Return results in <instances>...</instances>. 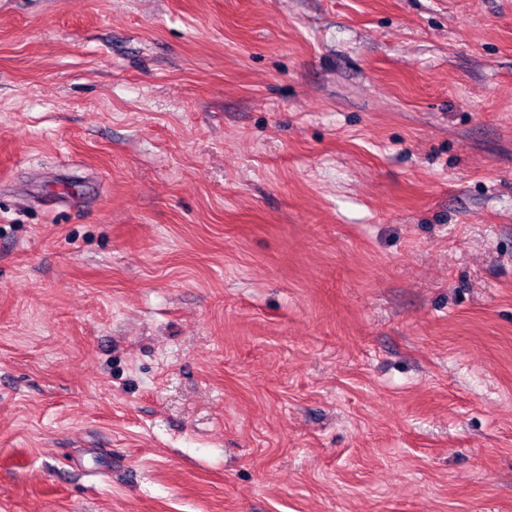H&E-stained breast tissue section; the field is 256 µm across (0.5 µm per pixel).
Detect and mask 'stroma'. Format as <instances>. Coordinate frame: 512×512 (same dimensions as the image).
<instances>
[{"label": "stroma", "instance_id": "35a3bbf8", "mask_svg": "<svg viewBox=\"0 0 512 512\" xmlns=\"http://www.w3.org/2000/svg\"><path fill=\"white\" fill-rule=\"evenodd\" d=\"M0 512H512V0H0Z\"/></svg>", "mask_w": 512, "mask_h": 512}]
</instances>
